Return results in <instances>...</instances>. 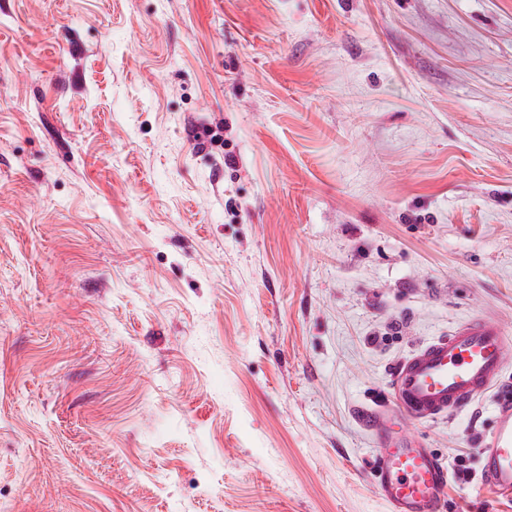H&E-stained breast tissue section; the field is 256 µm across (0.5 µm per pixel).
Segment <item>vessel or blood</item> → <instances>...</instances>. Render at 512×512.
Returning a JSON list of instances; mask_svg holds the SVG:
<instances>
[{
    "mask_svg": "<svg viewBox=\"0 0 512 512\" xmlns=\"http://www.w3.org/2000/svg\"><path fill=\"white\" fill-rule=\"evenodd\" d=\"M512 340L487 316L459 324L448 335L418 347L395 366L389 393L362 418L375 443L373 483L392 512H442L447 471L431 449L405 431L463 411L501 380ZM485 483L512 496V401L499 402L493 428L481 450Z\"/></svg>",
    "mask_w": 512,
    "mask_h": 512,
    "instance_id": "vessel-or-blood-1",
    "label": "vessel or blood"
}]
</instances>
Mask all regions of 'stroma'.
<instances>
[{
    "mask_svg": "<svg viewBox=\"0 0 512 512\" xmlns=\"http://www.w3.org/2000/svg\"><path fill=\"white\" fill-rule=\"evenodd\" d=\"M476 315L512 0H0V512H391L357 409ZM503 397L409 425L445 512Z\"/></svg>",
    "mask_w": 512,
    "mask_h": 512,
    "instance_id": "stroma-1",
    "label": "stroma"
}]
</instances>
